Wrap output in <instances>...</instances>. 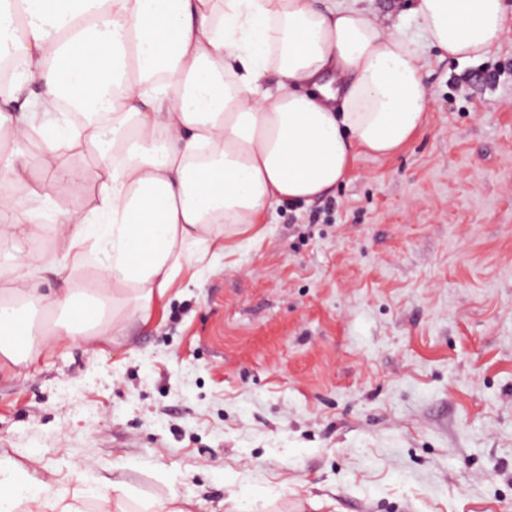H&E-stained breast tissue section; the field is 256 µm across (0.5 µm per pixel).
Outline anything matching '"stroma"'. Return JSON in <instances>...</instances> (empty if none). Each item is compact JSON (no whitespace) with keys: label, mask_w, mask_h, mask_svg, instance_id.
Here are the masks:
<instances>
[{"label":"stroma","mask_w":512,"mask_h":512,"mask_svg":"<svg viewBox=\"0 0 512 512\" xmlns=\"http://www.w3.org/2000/svg\"><path fill=\"white\" fill-rule=\"evenodd\" d=\"M425 63L423 126L271 208L104 341L0 372V461L126 483L131 512H512V35L460 63L413 0H361Z\"/></svg>","instance_id":"obj_1"}]
</instances>
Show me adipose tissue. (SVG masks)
<instances>
[{
	"label": "adipose tissue",
	"instance_id": "ef3b65f1",
	"mask_svg": "<svg viewBox=\"0 0 512 512\" xmlns=\"http://www.w3.org/2000/svg\"><path fill=\"white\" fill-rule=\"evenodd\" d=\"M411 14L461 63L512 33L505 0H415ZM5 57L39 92L17 116L0 100V241L48 218L64 261L13 266L0 367L148 319L274 205L324 194L356 153L393 155L425 121L414 41L348 0H0ZM74 150L98 185L80 210L56 203L86 178ZM47 273L63 288L41 293ZM81 495L0 463V512H81Z\"/></svg>",
	"mask_w": 512,
	"mask_h": 512
}]
</instances>
